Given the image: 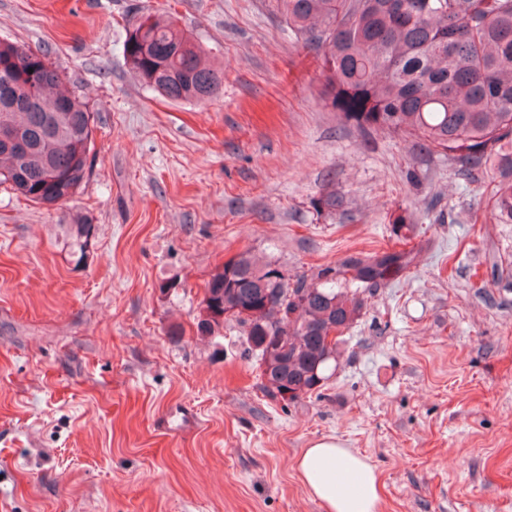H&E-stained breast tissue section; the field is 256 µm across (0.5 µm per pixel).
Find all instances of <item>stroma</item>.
Segmentation results:
<instances>
[{
	"label": "stroma",
	"mask_w": 512,
	"mask_h": 512,
	"mask_svg": "<svg viewBox=\"0 0 512 512\" xmlns=\"http://www.w3.org/2000/svg\"><path fill=\"white\" fill-rule=\"evenodd\" d=\"M149 13L223 70L218 98L173 102L128 70ZM3 38L44 51L94 122L71 200L0 186V512H323L296 460L329 436L376 469L378 512H512V223L493 212L494 164L465 175L342 120L276 0H0ZM80 215L96 235L77 265L60 227ZM406 244L415 265L365 296L321 396L263 397L238 324L196 332L206 282L240 252L293 275Z\"/></svg>",
	"instance_id": "1"
}]
</instances>
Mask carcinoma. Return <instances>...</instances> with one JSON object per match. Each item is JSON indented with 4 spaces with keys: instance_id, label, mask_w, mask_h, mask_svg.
I'll return each instance as SVG.
<instances>
[{
    "instance_id": "1",
    "label": "carcinoma",
    "mask_w": 512,
    "mask_h": 512,
    "mask_svg": "<svg viewBox=\"0 0 512 512\" xmlns=\"http://www.w3.org/2000/svg\"><path fill=\"white\" fill-rule=\"evenodd\" d=\"M296 42L323 55L324 95L333 110L362 132L382 130L416 141L428 153L452 159L468 172L494 160L503 174L493 199L512 221V0H279ZM201 46L176 24L147 15L129 32L123 55L130 71L174 101L216 97L224 73L201 64ZM62 77L47 56L30 46L0 40V127L13 134L0 142V185L47 207L72 198L90 171L92 112L79 97L59 90ZM69 255L83 264L95 224L79 217L62 224ZM412 252L384 250L345 255L335 265L296 277L306 289L297 317L279 319L264 296L278 290L279 264L249 251L237 254L207 282L197 334L218 336L224 323L242 327L264 383L320 394L332 363L361 315L364 300L349 288L370 291L403 276ZM335 340L328 341L330 328ZM288 337L275 366L268 340Z\"/></svg>"
}]
</instances>
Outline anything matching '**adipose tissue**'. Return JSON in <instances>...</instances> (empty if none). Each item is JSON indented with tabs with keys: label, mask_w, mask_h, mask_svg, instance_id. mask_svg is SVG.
<instances>
[{
	"label": "adipose tissue",
	"mask_w": 512,
	"mask_h": 512,
	"mask_svg": "<svg viewBox=\"0 0 512 512\" xmlns=\"http://www.w3.org/2000/svg\"><path fill=\"white\" fill-rule=\"evenodd\" d=\"M300 478L325 512H377L378 477L352 449L321 439L304 449L297 462Z\"/></svg>",
	"instance_id": "adipose-tissue-1"
}]
</instances>
